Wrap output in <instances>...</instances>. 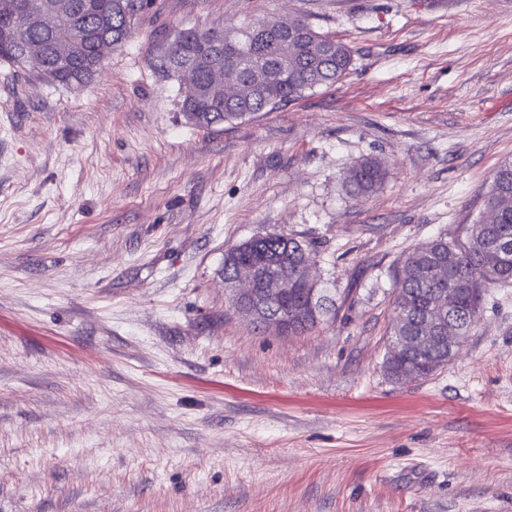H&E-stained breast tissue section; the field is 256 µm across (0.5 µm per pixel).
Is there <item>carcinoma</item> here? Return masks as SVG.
Here are the masks:
<instances>
[{"instance_id": "1", "label": "carcinoma", "mask_w": 512, "mask_h": 512, "mask_svg": "<svg viewBox=\"0 0 512 512\" xmlns=\"http://www.w3.org/2000/svg\"><path fill=\"white\" fill-rule=\"evenodd\" d=\"M22 12L0 10V60L23 68L29 43L42 47L39 77L67 85L80 84L102 65L97 40L109 37L117 48L128 41L151 7V0H64L69 15L63 18L71 40L78 46L73 55L58 53L54 34L23 24L22 17L35 11L44 0H17ZM187 28L165 43L156 67L169 77L181 79L186 67L194 74L191 84H180L186 118L200 127L250 119L271 112L307 91L332 84L346 76L353 63L351 49L329 35L316 31L300 19L283 25L276 18L226 32L210 28ZM224 67V90L213 85L217 67ZM381 163L366 157L344 177L350 197L370 196L385 181ZM457 239L438 236L404 257L397 291L388 351L387 375L398 382L426 377L448 365L454 357L448 344H435L424 356L396 352L407 336H419L432 302L452 292L457 296L454 312L457 344H464L483 305L490 285L512 284V161L494 171L484 200L483 215L466 225ZM314 244L277 233L255 235L224 251V280L232 277L243 261L264 258L270 264L288 262L293 273L303 260H312ZM448 268V280L437 278V269ZM315 328L314 320L293 318L279 324V335H298Z\"/></svg>"}]
</instances>
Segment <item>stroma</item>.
I'll use <instances>...</instances> for the list:
<instances>
[{
    "label": "stroma",
    "instance_id": "obj_1",
    "mask_svg": "<svg viewBox=\"0 0 512 512\" xmlns=\"http://www.w3.org/2000/svg\"><path fill=\"white\" fill-rule=\"evenodd\" d=\"M302 19L341 81L203 129L155 46ZM372 156L371 197L343 178ZM512 161V0H154L82 85L0 62V512H512V285L454 359L383 367L396 274ZM315 243L335 316L231 304L224 252ZM387 173L381 163L372 157L359 160L344 177L346 192L353 199L369 197L385 181Z\"/></svg>",
    "mask_w": 512,
    "mask_h": 512
}]
</instances>
